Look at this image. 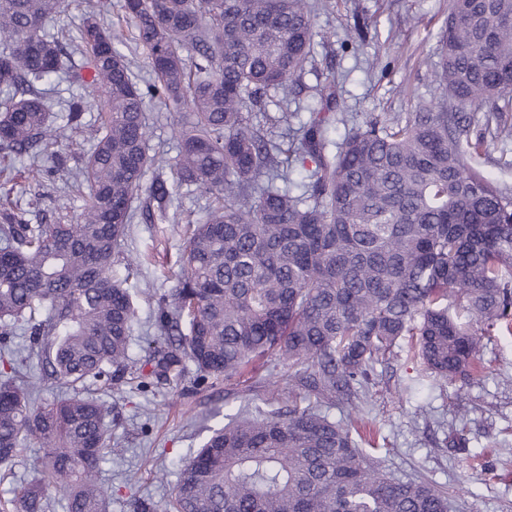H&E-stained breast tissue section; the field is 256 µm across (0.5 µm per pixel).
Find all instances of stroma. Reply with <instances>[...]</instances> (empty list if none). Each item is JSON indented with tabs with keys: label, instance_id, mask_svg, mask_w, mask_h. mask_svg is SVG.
<instances>
[{
	"label": "stroma",
	"instance_id": "obj_1",
	"mask_svg": "<svg viewBox=\"0 0 512 512\" xmlns=\"http://www.w3.org/2000/svg\"><path fill=\"white\" fill-rule=\"evenodd\" d=\"M318 36L313 69L294 88L289 108L305 112L327 75L336 77L342 111L356 125L384 113L416 111L440 91L433 80L439 40L450 0H311ZM149 144L175 158L178 142L172 127L182 111L159 102L146 105ZM468 163L493 181L512 187V139L488 141L485 150L467 152ZM67 168L55 171L52 150L35 160L36 172L11 183V196L48 221L75 217L82 201L68 188ZM207 200L180 191L164 221L134 219L127 248L153 254L151 264L127 281L136 319L131 354L148 359L158 331L155 300L146 288H170L176 270L179 237L173 229L183 213H203ZM478 370L467 379L444 381L414 358L409 340H402L389 359L378 363L360 392L359 409L374 426V456L386 471L406 481L425 479L447 491L451 512H512V335L484 337ZM278 361H256L247 382L207 383L194 387V369L184 386L161 382L141 389L133 383L113 392L112 438L122 453L100 465L99 480L111 490L109 512H131L130 500L152 503L164 512L180 468L198 448L208 428L225 424L229 415L286 406L287 398L267 399L266 380L287 378ZM463 431V449L450 447L452 430Z\"/></svg>",
	"mask_w": 512,
	"mask_h": 512
}]
</instances>
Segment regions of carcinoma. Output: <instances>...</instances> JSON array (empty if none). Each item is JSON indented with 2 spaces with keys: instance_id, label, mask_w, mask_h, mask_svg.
<instances>
[{
  "instance_id": "cac0c4a2",
  "label": "carcinoma",
  "mask_w": 512,
  "mask_h": 512,
  "mask_svg": "<svg viewBox=\"0 0 512 512\" xmlns=\"http://www.w3.org/2000/svg\"><path fill=\"white\" fill-rule=\"evenodd\" d=\"M107 7L97 0L75 34L49 33L65 0H0V161L34 159L67 129L88 143L72 172L76 222L33 224L0 195V342L28 336L26 355H0V467L32 441L41 451L0 512H47L54 493L66 512H108L98 471L119 448L100 393L127 374L178 382L188 361L197 382L230 381L274 356L290 369L288 397L328 402L354 395L404 336L446 381L474 367L480 337L512 333V189L462 148L484 146L471 140L483 107L485 130L512 136V0H452L439 101L362 126L349 125L330 81L306 121L288 111L317 36L308 0H123L105 27ZM129 42L150 67L144 85L119 49ZM59 74L100 93L99 121L84 120L90 103L77 93L57 125L44 84ZM149 100L188 110L171 165L150 154ZM271 104L267 127L253 125L249 113ZM184 187L209 203L186 221L174 285L156 299L163 342L140 363L129 354L134 304L113 268L141 266L121 251L134 203L152 223ZM167 512H448V494L391 477L349 424L294 403L213 430Z\"/></svg>"
}]
</instances>
